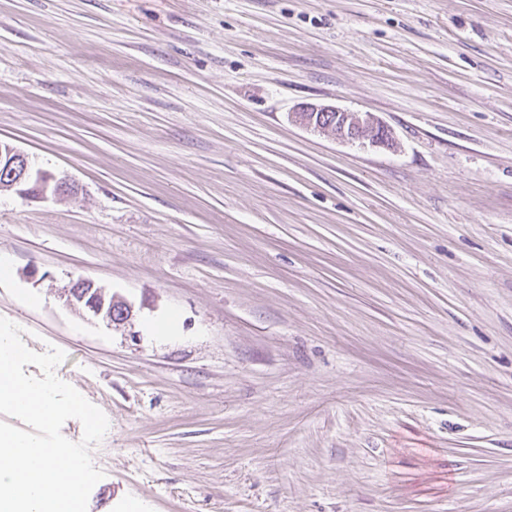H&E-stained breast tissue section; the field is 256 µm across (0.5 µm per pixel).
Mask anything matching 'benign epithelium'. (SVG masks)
Listing matches in <instances>:
<instances>
[{
    "label": "benign epithelium",
    "mask_w": 512,
    "mask_h": 512,
    "mask_svg": "<svg viewBox=\"0 0 512 512\" xmlns=\"http://www.w3.org/2000/svg\"><path fill=\"white\" fill-rule=\"evenodd\" d=\"M289 118L307 128L331 132L344 141L362 144L388 141V131L372 114L348 112L329 105L305 104L290 113ZM3 185L24 196L48 191L65 194L71 190L67 179L32 169L28 156L10 144L4 148L0 146V187ZM67 300L109 323L123 322L131 313V307L124 300L84 278L68 289Z\"/></svg>",
    "instance_id": "obj_1"
}]
</instances>
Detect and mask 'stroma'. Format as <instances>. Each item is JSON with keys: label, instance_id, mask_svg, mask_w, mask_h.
I'll return each mask as SVG.
<instances>
[{"label": "stroma", "instance_id": "35a3bbf8", "mask_svg": "<svg viewBox=\"0 0 512 512\" xmlns=\"http://www.w3.org/2000/svg\"><path fill=\"white\" fill-rule=\"evenodd\" d=\"M0 141L74 188H0V316L88 512H512V0H0ZM292 122L322 132H331L337 139L364 144L388 141V131L372 114L348 112L335 106L305 104L289 114ZM67 300L108 323L123 322L131 315V307L124 300L108 294L104 288L96 287L94 282L84 278L68 289Z\"/></svg>", "mask_w": 512, "mask_h": 512}]
</instances>
